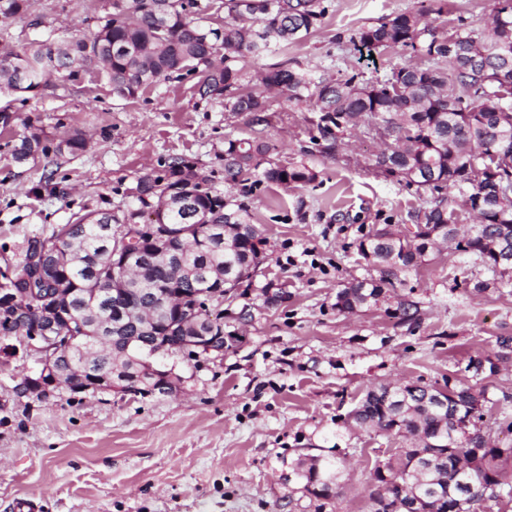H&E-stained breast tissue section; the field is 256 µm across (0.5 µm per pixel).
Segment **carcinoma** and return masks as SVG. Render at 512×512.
Returning a JSON list of instances; mask_svg holds the SVG:
<instances>
[{
	"instance_id": "carcinoma-1",
	"label": "carcinoma",
	"mask_w": 512,
	"mask_h": 512,
	"mask_svg": "<svg viewBox=\"0 0 512 512\" xmlns=\"http://www.w3.org/2000/svg\"><path fill=\"white\" fill-rule=\"evenodd\" d=\"M109 8L93 36L66 44L48 40L0 56V93L37 95L48 87L46 78L75 81L93 65L122 99L172 79H189L200 98L219 104L227 118H248L249 138L224 143V180L236 185L239 177L261 169L255 181L287 186L311 184L317 173L308 166H284L266 159L269 146L264 127L270 112L283 102L304 104L317 113L313 144L325 142L333 150L339 134L359 128L385 145L375 156L377 172L426 194L424 204L409 213L411 228L396 238L378 239L371 230L358 248L363 258L373 254L378 278L351 283L336 292L334 307L353 312L378 303L395 284L418 270L439 243L451 242L455 251L487 265L491 245L502 225L512 224V104L504 112L503 96L512 92L501 77H512V0H497L488 29L460 24L441 31L437 19L448 14L446 0L428 10L403 11L391 20L361 27L352 42L368 51L403 52L410 59L393 64L381 77L366 78L356 70L342 78H315L288 57V46L313 35L332 8V0H224V23L213 27L206 16L211 0H107ZM434 18H429V15ZM279 53L282 59L252 70L247 60ZM86 148L76 131L48 145L44 129L31 120L11 146L18 163L54 153L76 155ZM453 189L466 199L478 222L468 232L458 230ZM138 196L122 216L108 212H77L72 221L47 235L28 240L16 266L39 245L61 261L52 279L65 288L61 312L99 322L109 314L113 324H125L128 336H140L138 324L148 321V342L191 360L192 351L179 347L172 327L179 305L177 294L189 298L207 278L214 288L235 287L250 278L260 263L254 230L234 236V245L191 230L194 224L219 218L226 224H248V206L231 193L208 186L194 165L175 157L158 173H147L137 184ZM172 226L160 245L143 243L136 249L134 279L125 284L127 311L112 308V295L93 296L99 269L112 267L102 222L129 224L150 219ZM394 315L411 321L418 305L397 302ZM38 319L23 302L0 303V340L20 341L30 335ZM113 331L72 352V377L64 389L95 393L93 379L118 367L129 370L121 347L112 344ZM512 359V336L495 339L493 355H472L462 377L444 380L457 392L459 404L446 405L426 397L432 384L421 379L368 390L354 407V423L370 432L393 434L407 442L390 457L375 460L368 481L384 485L387 502L371 512H478L488 502L512 501V445L491 443L484 426L491 398L484 381L495 372H482L483 363ZM441 433L443 445L427 457L420 447L424 436ZM294 480L314 512L340 498L346 474L345 459L331 452L299 458L291 464Z\"/></svg>"
}]
</instances>
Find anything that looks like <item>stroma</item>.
<instances>
[{"mask_svg": "<svg viewBox=\"0 0 512 512\" xmlns=\"http://www.w3.org/2000/svg\"><path fill=\"white\" fill-rule=\"evenodd\" d=\"M24 16L0 21V53L34 38L90 36L102 0H32ZM430 0H333L319 33L293 45L303 68L340 76L355 68L383 75L388 57L350 44L364 25L387 21ZM18 119L38 121L50 140L81 131L76 157L16 163L0 135V272L15 265L29 238L67 223L80 208L125 210L145 173L165 160L192 162L225 189L224 143L250 137L247 118L226 119L191 81H172L118 98L96 67L77 81L29 99L0 94ZM313 113L288 105L264 131L270 158L306 164L318 186L261 184L249 199L265 244L250 285L224 298L222 357L182 361L173 396L59 390L18 397L32 366L25 354L0 362V512L22 499L38 512H312L289 482V466L307 448L347 455L350 480L325 512H370L366 478L375 459L401 440L366 432L346 415L380 384L454 375L468 355L492 352L512 336V280L474 292L490 274L447 246L376 306L343 314L338 289L371 277L358 252L369 231L403 229L423 200L415 189L372 173L381 144L344 134L336 153L310 141ZM290 292L278 308L262 290ZM417 302L402 322L399 300Z\"/></svg>", "mask_w": 512, "mask_h": 512, "instance_id": "stroma-1", "label": "stroma"}]
</instances>
